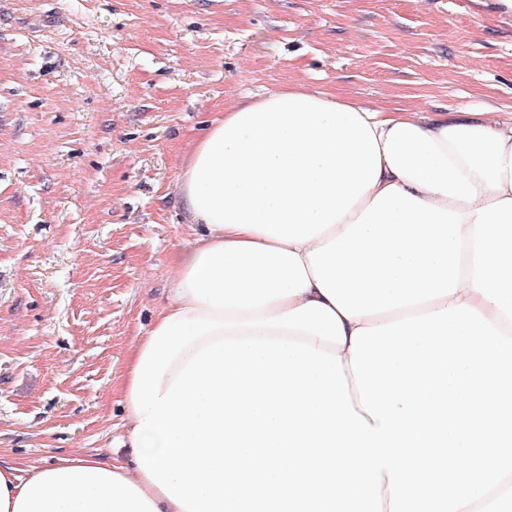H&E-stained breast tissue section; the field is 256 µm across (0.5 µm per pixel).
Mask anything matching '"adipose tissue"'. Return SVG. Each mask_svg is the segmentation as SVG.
<instances>
[{
	"label": "adipose tissue",
	"mask_w": 512,
	"mask_h": 512,
	"mask_svg": "<svg viewBox=\"0 0 512 512\" xmlns=\"http://www.w3.org/2000/svg\"><path fill=\"white\" fill-rule=\"evenodd\" d=\"M187 221L173 296L156 315L237 321L186 277L205 250L234 241L298 253L305 292L263 307L270 318L311 301L345 335L461 303L512 326V114L384 112L294 85L227 110L178 178ZM137 336L118 384L127 430ZM0 512H184L136 459L74 456L19 476L0 464Z\"/></svg>",
	"instance_id": "ef3b65f1"
}]
</instances>
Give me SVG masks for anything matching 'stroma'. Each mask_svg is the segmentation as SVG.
Masks as SVG:
<instances>
[{
  "instance_id": "1",
  "label": "stroma",
  "mask_w": 512,
  "mask_h": 512,
  "mask_svg": "<svg viewBox=\"0 0 512 512\" xmlns=\"http://www.w3.org/2000/svg\"><path fill=\"white\" fill-rule=\"evenodd\" d=\"M512 112L474 0H0V460L126 455L115 387L193 238L177 191L236 102Z\"/></svg>"
}]
</instances>
